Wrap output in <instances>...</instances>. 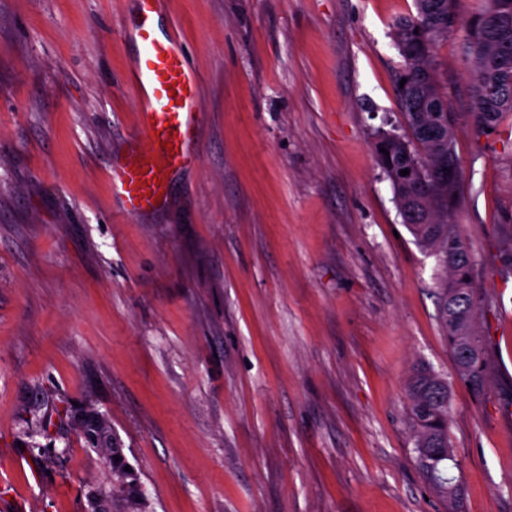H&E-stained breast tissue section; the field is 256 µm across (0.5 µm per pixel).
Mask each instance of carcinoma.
Instances as JSON below:
<instances>
[{
  "mask_svg": "<svg viewBox=\"0 0 512 512\" xmlns=\"http://www.w3.org/2000/svg\"><path fill=\"white\" fill-rule=\"evenodd\" d=\"M465 28L463 51L470 63L473 105L468 123L476 130H496L512 119V66L502 70L500 60H512V0H479V7L463 17L460 0H415V12L392 24L393 44L400 57L395 82L400 112L407 135L391 134L383 148L374 147L377 162L390 180L400 215L415 213L409 223L415 239L431 249L445 277L438 284V312L448 339L457 379L475 394L487 385V342L475 323L481 308L472 280L468 246L456 229L457 195L460 181H441L438 172L455 151L456 127L449 140L426 139L421 126L445 120L453 112H422L423 100L449 103L435 65L439 43L458 28ZM418 160L425 165L428 189L419 190L400 171ZM408 413L414 431L415 462L433 492L451 505L459 503L460 485L448 477L453 454L448 443L450 400L448 380L426 367L416 369L408 383ZM89 447L112 467L127 512H146L145 498L137 472L125 470L126 459L112 457L111 427L102 413L88 407L71 416Z\"/></svg>",
  "mask_w": 512,
  "mask_h": 512,
  "instance_id": "obj_1",
  "label": "carcinoma"
}]
</instances>
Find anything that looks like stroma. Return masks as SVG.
Instances as JSON below:
<instances>
[{
  "mask_svg": "<svg viewBox=\"0 0 512 512\" xmlns=\"http://www.w3.org/2000/svg\"><path fill=\"white\" fill-rule=\"evenodd\" d=\"M138 0H0V512H122L71 426L94 405L147 512H448L414 463L408 380L447 377L457 512H512V123L470 109L463 31L436 51L457 118L458 231L488 387L456 378L443 276L396 207L391 37L414 0H166L201 76L196 159L125 216Z\"/></svg>",
  "mask_w": 512,
  "mask_h": 512,
  "instance_id": "1",
  "label": "stroma"
}]
</instances>
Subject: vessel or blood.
<instances>
[{"instance_id": "obj_1", "label": "vessel or blood", "mask_w": 512, "mask_h": 512, "mask_svg": "<svg viewBox=\"0 0 512 512\" xmlns=\"http://www.w3.org/2000/svg\"><path fill=\"white\" fill-rule=\"evenodd\" d=\"M162 0H139L137 16L124 34L137 46L127 82L139 99L136 126L124 156L112 166L111 192L125 215L152 210L171 174L195 156L201 123L199 74L182 45L155 18Z\"/></svg>"}]
</instances>
